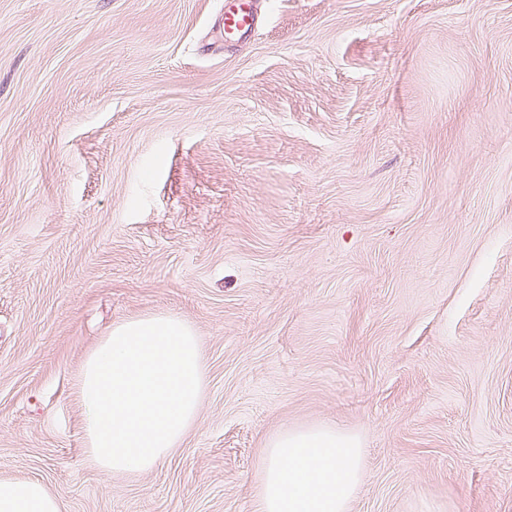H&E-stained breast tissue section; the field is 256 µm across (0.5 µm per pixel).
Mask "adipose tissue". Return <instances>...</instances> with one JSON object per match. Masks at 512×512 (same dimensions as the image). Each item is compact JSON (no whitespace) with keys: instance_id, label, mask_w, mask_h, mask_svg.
<instances>
[{"instance_id":"ef3b65f1","label":"adipose tissue","mask_w":512,"mask_h":512,"mask_svg":"<svg viewBox=\"0 0 512 512\" xmlns=\"http://www.w3.org/2000/svg\"><path fill=\"white\" fill-rule=\"evenodd\" d=\"M360 440L328 426L272 440L257 474V512H345L362 482ZM0 512H60L36 479L0 480Z\"/></svg>"}]
</instances>
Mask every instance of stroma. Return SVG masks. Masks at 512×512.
<instances>
[{
    "mask_svg": "<svg viewBox=\"0 0 512 512\" xmlns=\"http://www.w3.org/2000/svg\"><path fill=\"white\" fill-rule=\"evenodd\" d=\"M0 0V479L60 512H257L290 428L364 445L347 512H512V0ZM193 326L200 414L89 458L112 327ZM256 3L257 0H224L216 16L215 28L219 29L225 43L254 31L259 20Z\"/></svg>",
    "mask_w": 512,
    "mask_h": 512,
    "instance_id": "1",
    "label": "stroma"
}]
</instances>
